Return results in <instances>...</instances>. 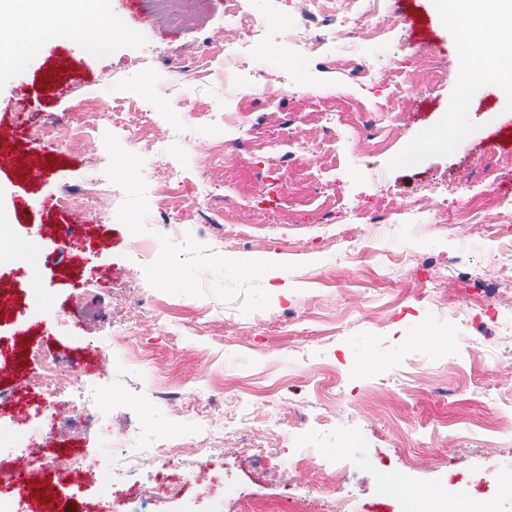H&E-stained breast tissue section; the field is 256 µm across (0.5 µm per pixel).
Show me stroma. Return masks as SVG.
Instances as JSON below:
<instances>
[{
  "label": "stroma",
  "mask_w": 512,
  "mask_h": 512,
  "mask_svg": "<svg viewBox=\"0 0 512 512\" xmlns=\"http://www.w3.org/2000/svg\"><path fill=\"white\" fill-rule=\"evenodd\" d=\"M101 8L125 35L91 51L80 40L51 45L22 66L0 74V210L12 217L19 243L38 238L35 264L0 257V296L14 315L0 320V467L15 470L37 450L102 459L118 471L112 494L89 487L67 501V512H244L247 504L282 496L327 512L331 499L346 512H432L442 497L454 508L512 512V368L498 364L487 328L512 331V288L494 285L497 246L468 224L435 221L432 212L478 181L499 176L512 155V106L494 85L472 89L465 111L454 97L465 82L466 51L457 32L442 28L427 0H389L386 24L409 29L404 53L409 80L423 87L402 107L389 152L354 140L340 155L324 152L314 122L299 129L305 141L287 187L260 177L248 148L225 156L220 167L195 164L199 146L230 137L201 124L190 73L175 64L207 51L224 36V0H195L193 19L172 26L143 0H102ZM253 68L281 76L283 112H353L358 102H392V77L364 80L344 58L335 67L288 52L277 40L251 42ZM441 68L429 76L425 61ZM93 97L112 112L108 128L53 145L35 139L48 121L66 122L75 105ZM156 111L152 153H127L134 127L125 104ZM178 127L180 139L168 136ZM447 129L444 150L411 154L424 131ZM53 158L42 181L30 175ZM136 170L116 175L99 212L83 213V243L63 244L50 227L69 220L62 196L93 186L118 162ZM327 170L338 207L369 213L379 193L409 206H427L416 221L384 227L375 246L385 265L358 259V236L323 214L302 167ZM208 182L211 200L185 232L199 249L184 257L158 239L141 253L142 238L172 214L164 200L150 215L127 204L156 177L182 197V172ZM234 189L274 211L284 191L293 197L289 224H253L237 214L239 241L211 223V201ZM263 256L287 279L276 296L266 272L243 277L226 260ZM42 284L33 303L30 283ZM132 322L136 336L120 339L114 327ZM449 337L436 349L416 341L421 329ZM63 359L53 399L29 385L37 370L26 346ZM105 393L96 421L67 422L70 369ZM289 419L267 426L265 398ZM252 402L249 439L215 430L216 422ZM181 446L182 455L166 454ZM163 452L131 469L138 449ZM206 466L219 478L206 488L156 500L158 471ZM418 488L420 505L404 500L392 478Z\"/></svg>",
  "instance_id": "1"
}]
</instances>
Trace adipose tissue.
Here are the masks:
<instances>
[{"label":"adipose tissue","mask_w":512,"mask_h":512,"mask_svg":"<svg viewBox=\"0 0 512 512\" xmlns=\"http://www.w3.org/2000/svg\"><path fill=\"white\" fill-rule=\"evenodd\" d=\"M97 2L83 0L93 13ZM73 3L74 0H0V72L14 69L24 58L41 55L48 44L78 35L84 36L88 49L104 48L99 35L101 16L94 13L93 19L78 26L57 24V17L70 10ZM430 6L443 27L458 29V19L465 13L491 35L485 57L470 60V82L458 93L456 109L467 107L473 83L485 81L497 88L502 100L512 103V0H430ZM23 27L31 35L21 45L17 34Z\"/></svg>","instance_id":"1"}]
</instances>
